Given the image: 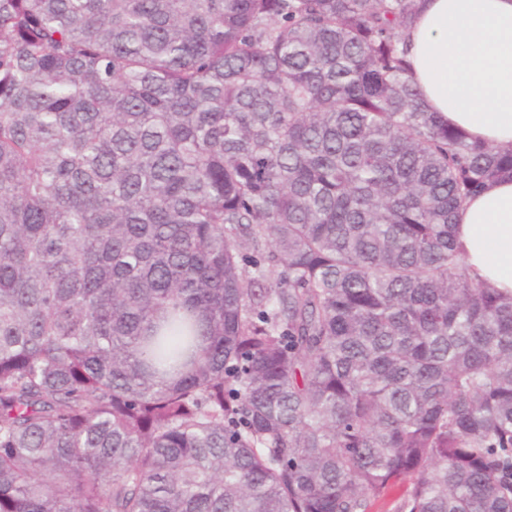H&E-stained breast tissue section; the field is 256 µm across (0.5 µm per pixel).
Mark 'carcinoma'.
I'll return each mask as SVG.
<instances>
[{"instance_id":"1","label":"carcinoma","mask_w":512,"mask_h":512,"mask_svg":"<svg viewBox=\"0 0 512 512\" xmlns=\"http://www.w3.org/2000/svg\"><path fill=\"white\" fill-rule=\"evenodd\" d=\"M420 2L0 0V512H512Z\"/></svg>"}]
</instances>
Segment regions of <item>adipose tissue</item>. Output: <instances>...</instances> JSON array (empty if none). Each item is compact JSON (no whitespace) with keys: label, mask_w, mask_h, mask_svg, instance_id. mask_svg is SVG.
<instances>
[{"label":"adipose tissue","mask_w":512,"mask_h":512,"mask_svg":"<svg viewBox=\"0 0 512 512\" xmlns=\"http://www.w3.org/2000/svg\"><path fill=\"white\" fill-rule=\"evenodd\" d=\"M403 37L411 83L431 111L476 140L512 147V0H424ZM478 281L512 293V180L489 184L457 217Z\"/></svg>","instance_id":"adipose-tissue-1"}]
</instances>
